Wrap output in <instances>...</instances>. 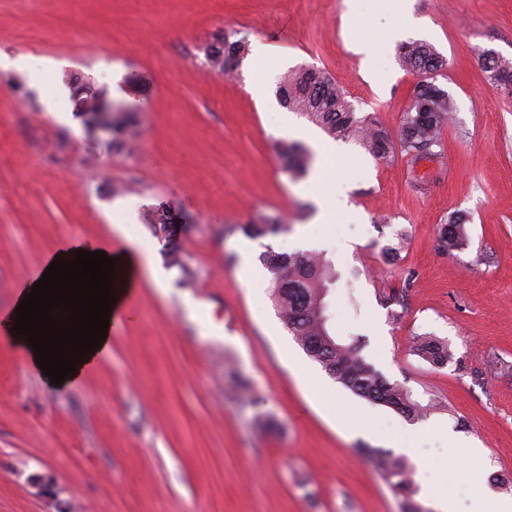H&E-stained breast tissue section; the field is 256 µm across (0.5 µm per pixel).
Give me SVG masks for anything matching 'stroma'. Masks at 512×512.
<instances>
[{"label":"stroma","mask_w":512,"mask_h":512,"mask_svg":"<svg viewBox=\"0 0 512 512\" xmlns=\"http://www.w3.org/2000/svg\"><path fill=\"white\" fill-rule=\"evenodd\" d=\"M408 5L394 40L399 13L378 0H360L351 34L346 0H0V56L40 63L0 70V308L65 243L108 234L122 250L123 224L140 256L110 349L76 385L52 387L0 342V512H399L360 450H396L411 423L336 383L288 334L259 260L268 245L323 253L338 276L333 332L362 337L389 382L439 403L415 442L420 501L438 491L469 512L473 466L512 497V94L482 57L512 63V0ZM225 31L279 52L269 96L315 67L394 142L418 82L400 47L428 43L453 103L442 164L345 139L350 190L316 224L310 178L287 174L277 145L327 134L256 102L251 57L234 79L209 72L203 49ZM75 73L126 108L138 149L114 151L70 98L59 106L72 123L46 111ZM258 212L283 214L287 232L248 241L240 226ZM456 215L469 244L450 251L439 227ZM421 333L447 341L454 362L417 355ZM448 428L477 445L471 466L448 467Z\"/></svg>","instance_id":"1"}]
</instances>
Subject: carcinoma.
I'll list each match as a JSON object with an SVG mask.
<instances>
[{
    "label": "carcinoma",
    "mask_w": 512,
    "mask_h": 512,
    "mask_svg": "<svg viewBox=\"0 0 512 512\" xmlns=\"http://www.w3.org/2000/svg\"><path fill=\"white\" fill-rule=\"evenodd\" d=\"M245 53V39L232 41L227 36L222 37L221 46L204 50L209 68L223 74L234 72ZM400 60L408 71L420 76L412 105L403 117L401 153L414 163L425 151L440 159V131L453 108L448 93L436 84L446 63L430 45L415 41L400 48ZM485 71L493 83L512 91V66L506 61L491 59L485 62ZM278 96L288 110L306 117L333 137H354L375 157L385 158L392 152L389 138L379 129L362 124L345 92L321 70L303 67L284 75ZM134 135L128 113L113 110L112 147H127ZM279 152L286 171L296 177L307 173L309 154L302 144L283 141ZM239 229L257 239L276 236L286 231L288 225L282 215L265 213ZM439 234L448 250L461 248L466 242L465 220L461 216L450 218L440 225ZM259 260L271 276V299L280 320L311 360L355 395L392 408L409 420L423 418L424 407L409 391L389 383L365 361L361 355L362 338L353 336L345 340L332 333L327 296L337 276L323 254L278 252L267 245ZM416 350L434 366L444 365L452 358L448 344L426 334L417 337ZM358 452L370 460L378 477L400 500L401 512H430L416 499L414 468L405 457L383 448H360Z\"/></svg>",
    "instance_id": "cac0c4a2"
}]
</instances>
